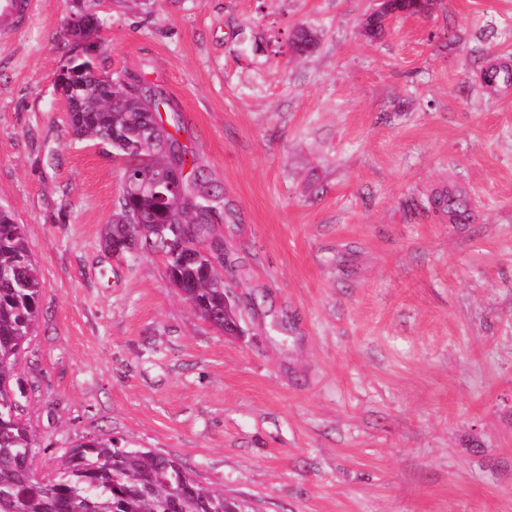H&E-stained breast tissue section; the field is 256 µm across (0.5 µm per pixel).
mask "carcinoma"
<instances>
[{"label": "carcinoma", "instance_id": "cac0c4a2", "mask_svg": "<svg viewBox=\"0 0 512 512\" xmlns=\"http://www.w3.org/2000/svg\"><path fill=\"white\" fill-rule=\"evenodd\" d=\"M68 97L74 108L72 135L98 139L134 166L122 177L147 180L151 188L116 201L101 243L105 250L133 243L173 253L165 260L174 285L191 295L192 309L224 330V275L200 249L217 236L218 195L203 165L163 124L156 93L99 72L88 58L73 59ZM189 167L172 217L161 214L171 167ZM432 203L459 223L467 207L455 189L438 191ZM139 213L142 224L131 223ZM41 276L31 259L21 225L0 209V512H248L246 504L195 479L181 461L149 448H131L111 437H93L67 452L59 468L42 481L34 476V448L22 417L25 391L17 369L40 311Z\"/></svg>", "mask_w": 512, "mask_h": 512}]
</instances>
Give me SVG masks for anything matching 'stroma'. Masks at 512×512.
Wrapping results in <instances>:
<instances>
[{"mask_svg":"<svg viewBox=\"0 0 512 512\" xmlns=\"http://www.w3.org/2000/svg\"><path fill=\"white\" fill-rule=\"evenodd\" d=\"M96 67L167 97L220 196L243 335L160 255L101 245L122 158L71 135L72 0L0 45V208L41 310L23 416L52 472L90 437L177 457L252 512H512V0H84ZM311 32L309 52L292 48ZM460 187L464 223L432 192Z\"/></svg>","mask_w":512,"mask_h":512,"instance_id":"obj_1","label":"stroma"}]
</instances>
